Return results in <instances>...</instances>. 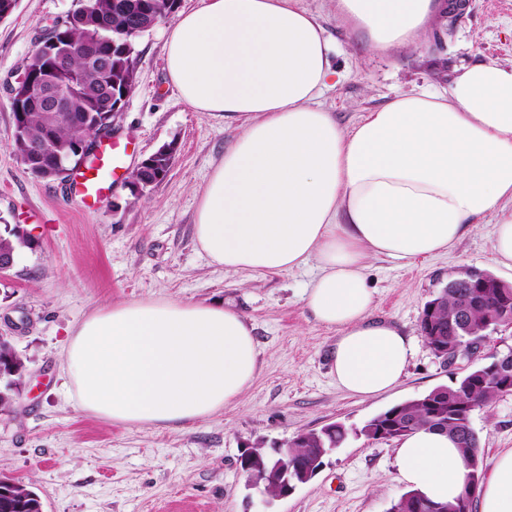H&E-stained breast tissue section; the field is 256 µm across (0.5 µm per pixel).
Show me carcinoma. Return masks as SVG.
Instances as JSON below:
<instances>
[{
  "label": "carcinoma",
  "mask_w": 512,
  "mask_h": 512,
  "mask_svg": "<svg viewBox=\"0 0 512 512\" xmlns=\"http://www.w3.org/2000/svg\"><path fill=\"white\" fill-rule=\"evenodd\" d=\"M168 14V0H78L75 8V15L80 19L101 17L109 27L108 42L117 49L134 40L126 29L130 16L136 15L147 23L158 22ZM116 78L115 73L94 75L81 56L73 55L64 71L54 76V81L69 95L72 111L80 114L95 110L101 90ZM48 132L60 143L73 144L94 137L97 130L92 123L77 127L34 106L24 112L23 130L13 143L14 151L18 155L24 153L27 141L40 139ZM30 246L32 241L20 225H5L4 233L0 234V257L13 256L18 249ZM487 279L486 288L443 287L424 305L420 333L434 355L452 354L462 343L476 339L483 328L494 329L512 321V285L499 283L498 277L490 272ZM24 368L23 359L9 342L0 340V375L14 383L0 390V411L13 405ZM511 394L512 389L502 386L499 372L493 370V363L489 362L467 372L452 385L437 386L418 399L398 403L374 415L359 430L350 432L338 424L309 430L288 441L274 457L261 448H253L251 455L257 460L241 457V472L245 482L259 479L263 492L277 497L282 491L279 481L271 475L261 476L260 467L269 471L277 460L284 459L288 461V468L295 470L314 462L317 449L337 448L351 433L376 442L379 431L389 428L392 439L398 441L419 428L428 427L446 432L457 441L470 469L465 491L449 503L433 502L418 492L409 491L392 505L390 512H473V502L484 479V453L471 416L477 410L490 407L498 398ZM0 512H43V505L34 491L0 476Z\"/></svg>",
  "instance_id": "1"
}]
</instances>
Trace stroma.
Here are the masks:
<instances>
[{"label":"stroma","mask_w":512,"mask_h":512,"mask_svg":"<svg viewBox=\"0 0 512 512\" xmlns=\"http://www.w3.org/2000/svg\"><path fill=\"white\" fill-rule=\"evenodd\" d=\"M75 0H19L0 21V225L19 224L34 240L0 278V335L25 362L19 395L0 414V475L35 491L43 512H390L406 488L397 479L396 441L349 438L322 470L286 497L247 487L239 458L248 448L285 447L296 434L340 422L362 426L380 411L451 384L493 352L512 348V327L498 329L475 354L446 363L425 345V303L467 268L512 284L493 260V215L448 254L402 266L370 260L375 320L402 328L414 343L407 372L392 391L363 399L331 373L334 331L317 324L301 296L314 266L290 272H227L193 239L198 192L240 134L239 123L187 106L168 84L170 19L134 43L137 83L116 126L130 154L111 194L86 212L71 179L33 176L13 150L7 93L43 37ZM323 26L341 77L318 102L345 126L393 95L447 87L472 59L512 62V0H471L443 50L422 44L385 54L365 51L335 0H303ZM174 149L160 182L132 195L136 166L163 146ZM140 299L233 305L255 329L259 371L224 410L175 428L115 425L82 412L62 370L68 332L96 309ZM485 466L512 449V395L474 412Z\"/></svg>","instance_id":"1"}]
</instances>
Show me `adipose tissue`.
I'll use <instances>...</instances> for the list:
<instances>
[{"label":"adipose tissue","mask_w":512,"mask_h":512,"mask_svg":"<svg viewBox=\"0 0 512 512\" xmlns=\"http://www.w3.org/2000/svg\"><path fill=\"white\" fill-rule=\"evenodd\" d=\"M439 0H336L365 48L419 46ZM166 74L190 108L243 120L214 166L193 223L196 246L227 272L316 264L302 300L335 331L332 373L364 399L394 389L414 351L372 319L365 271L447 253L494 214L493 256L512 268V63L474 60L441 91L395 95L352 126L316 106L335 76L329 41L301 0H201L166 42ZM254 327L225 304L135 300L71 330L63 371L77 407L119 425L167 428L234 402L258 369ZM401 482L454 501L469 470L453 439L403 438ZM479 512H512V449L477 491Z\"/></svg>","instance_id":"ef3b65f1"}]
</instances>
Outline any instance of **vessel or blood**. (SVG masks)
Here are the masks:
<instances>
[{
    "instance_id": "obj_1",
    "label": "vessel or blood",
    "mask_w": 512,
    "mask_h": 512,
    "mask_svg": "<svg viewBox=\"0 0 512 512\" xmlns=\"http://www.w3.org/2000/svg\"><path fill=\"white\" fill-rule=\"evenodd\" d=\"M126 154V143L106 139L94 158L76 172L73 182L85 207L94 208L106 197Z\"/></svg>"
}]
</instances>
